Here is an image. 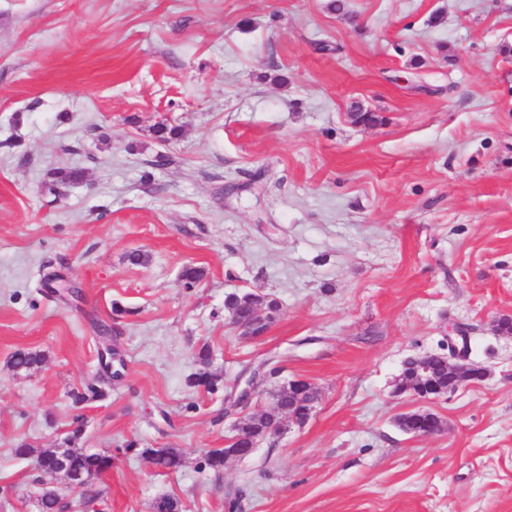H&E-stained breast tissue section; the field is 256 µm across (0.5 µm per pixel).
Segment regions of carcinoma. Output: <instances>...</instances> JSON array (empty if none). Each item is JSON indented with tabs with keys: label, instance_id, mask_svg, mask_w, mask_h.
I'll return each instance as SVG.
<instances>
[{
	"label": "carcinoma",
	"instance_id": "carcinoma-1",
	"mask_svg": "<svg viewBox=\"0 0 512 512\" xmlns=\"http://www.w3.org/2000/svg\"><path fill=\"white\" fill-rule=\"evenodd\" d=\"M260 306L265 318L270 320L280 311V303L268 294L243 293L231 294L226 297L224 307L228 313L238 319H248L255 312V306ZM45 361V355L39 351L29 349L16 350L9 359L10 368L16 372H28ZM198 370L188 378V386L202 389L208 393H215L224 386L220 375L210 371L211 350L204 344L196 352ZM428 364L432 367L430 373L425 374L409 367L403 371L397 388L404 393L420 394L424 391H435L448 386V368L443 366L439 358H431ZM111 375L99 378L94 383H88L81 389L72 393V404L79 408L87 403L98 401L106 396V386L110 385ZM309 395L297 398L293 394L281 392L276 395L270 407L260 414H254L242 421L235 430V447L248 449L264 439L267 426L274 420L288 414V408H293L296 414L302 413L306 408ZM404 431L413 433L419 431L423 434H433L439 430L441 420L432 413L421 410L409 413V417L398 422ZM83 418L76 416L73 419V428L64 438L62 445L55 448H42L34 451L33 446L25 439L17 442L14 454L19 458L35 457L37 470L44 476H53L62 466L68 470L81 474L86 483L80 493L83 498L93 500L99 496V491L93 489L94 480L112 465L110 455L94 452L88 448L78 446L83 435ZM125 451H133L151 461L158 470L171 472L179 470L184 464L182 454L175 448H139L134 441L127 442ZM224 449L212 448L207 451L201 461V468L219 471L224 467ZM61 494L50 486L40 497V512H55Z\"/></svg>",
	"mask_w": 512,
	"mask_h": 512
}]
</instances>
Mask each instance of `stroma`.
Segmentation results:
<instances>
[{
  "label": "stroma",
  "instance_id": "35a3bbf8",
  "mask_svg": "<svg viewBox=\"0 0 512 512\" xmlns=\"http://www.w3.org/2000/svg\"><path fill=\"white\" fill-rule=\"evenodd\" d=\"M330 3L0 0V512H39L13 448L61 445L101 374L98 321L125 369L79 445L112 466L89 504L56 480L72 512H224L235 488L241 512H512V0ZM46 261L78 298L38 292ZM247 292L281 305L259 340L224 309ZM204 344L225 386L269 359L319 390L303 426L218 473L205 452L278 383L226 410L186 384ZM19 349L46 361L14 373ZM433 353L487 377L395 394ZM422 407L441 431H401ZM129 440L185 464L159 472Z\"/></svg>",
  "mask_w": 512,
  "mask_h": 512
}]
</instances>
